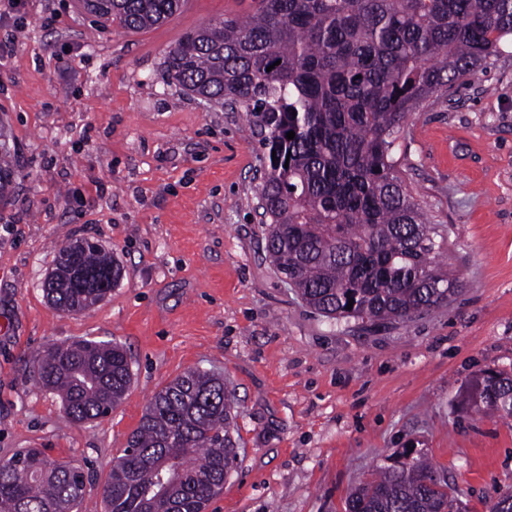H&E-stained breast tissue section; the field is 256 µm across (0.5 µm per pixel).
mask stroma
<instances>
[{
    "instance_id": "obj_1",
    "label": "stroma",
    "mask_w": 512,
    "mask_h": 512,
    "mask_svg": "<svg viewBox=\"0 0 512 512\" xmlns=\"http://www.w3.org/2000/svg\"><path fill=\"white\" fill-rule=\"evenodd\" d=\"M186 0L130 32L77 0H26L0 21V127L15 158L0 202V459L42 449L102 489L153 395L181 373H223L246 453L207 512H345L352 487L417 448L466 512L512 493V418L464 402L482 371L512 373V46L402 127V177L462 274L448 306L363 326L309 309L265 258L260 137L243 112L179 94L160 64L189 31L246 13ZM89 239L123 269L79 313L45 298L63 241ZM79 339L128 355L131 388L103 418L72 421L32 361Z\"/></svg>"
}]
</instances>
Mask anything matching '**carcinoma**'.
<instances>
[{"label":"carcinoma","mask_w":512,"mask_h":512,"mask_svg":"<svg viewBox=\"0 0 512 512\" xmlns=\"http://www.w3.org/2000/svg\"><path fill=\"white\" fill-rule=\"evenodd\" d=\"M99 19L138 31L183 0H80ZM512 0H253L247 15L188 32L165 56L164 82L213 109L245 113L268 164L260 191L274 271L329 319L406 323L448 304L461 273L445 262V230L404 187L397 134L431 99L501 55ZM272 70H267L268 66ZM293 131L292 140L286 133ZM13 165L0 142V199ZM43 292L78 312L122 269L88 240L62 244ZM352 309H346L349 300ZM36 382L75 422L108 414L132 383L123 347L80 339L36 359ZM471 405L512 417V374L484 372ZM237 402L224 377L190 369L151 398L103 486L106 512H206L240 457ZM355 486L347 512H463L448 477L404 448ZM83 472L38 448L0 459V512H73Z\"/></svg>","instance_id":"obj_1"}]
</instances>
